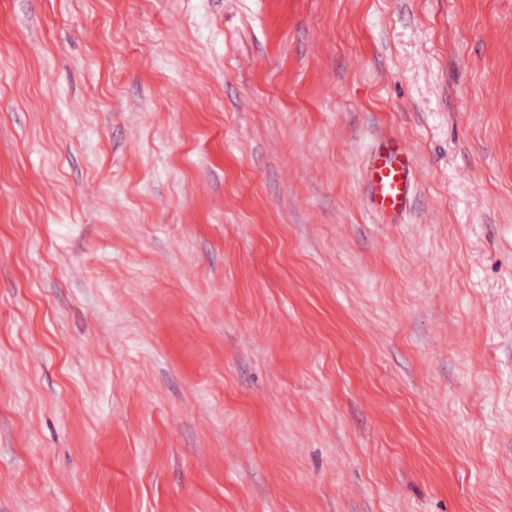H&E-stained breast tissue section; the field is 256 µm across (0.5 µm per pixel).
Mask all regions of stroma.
<instances>
[{
  "label": "stroma",
  "mask_w": 512,
  "mask_h": 512,
  "mask_svg": "<svg viewBox=\"0 0 512 512\" xmlns=\"http://www.w3.org/2000/svg\"><path fill=\"white\" fill-rule=\"evenodd\" d=\"M0 512H512V0H0ZM415 179L410 152L393 137L380 140L366 182L373 209L387 222L397 223L407 212Z\"/></svg>",
  "instance_id": "1"
}]
</instances>
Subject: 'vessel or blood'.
Here are the masks:
<instances>
[{
  "label": "vessel or blood",
  "instance_id": "b4317fda",
  "mask_svg": "<svg viewBox=\"0 0 512 512\" xmlns=\"http://www.w3.org/2000/svg\"><path fill=\"white\" fill-rule=\"evenodd\" d=\"M415 179L410 153L395 138L380 140L366 182L374 210L387 222H398L407 212Z\"/></svg>",
  "mask_w": 512,
  "mask_h": 512
}]
</instances>
